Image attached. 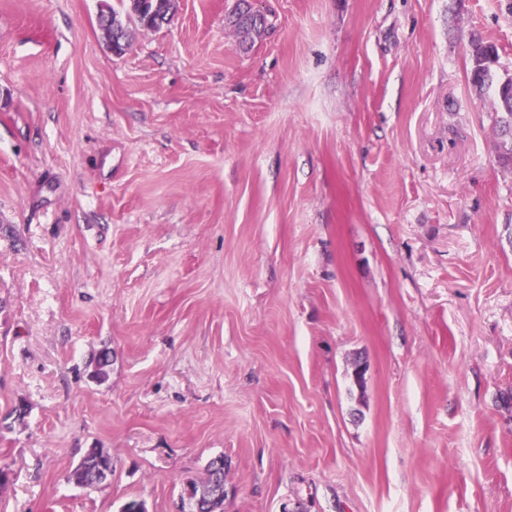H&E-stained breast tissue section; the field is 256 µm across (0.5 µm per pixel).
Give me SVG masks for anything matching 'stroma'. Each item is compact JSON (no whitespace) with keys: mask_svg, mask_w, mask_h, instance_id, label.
I'll use <instances>...</instances> for the list:
<instances>
[{"mask_svg":"<svg viewBox=\"0 0 512 512\" xmlns=\"http://www.w3.org/2000/svg\"><path fill=\"white\" fill-rule=\"evenodd\" d=\"M234 4L0 0V512H512V0ZM170 1L171 0H148L144 7L143 2L146 1L130 0L133 10L141 13L144 9V11L137 16L131 11L129 0H119L118 8H115L113 5H108V14L112 22L118 23L131 39V31L128 26L130 19H133L134 23L141 29L148 26L156 31L158 27L161 29L166 25L168 26L175 13L171 10ZM226 22L235 30L239 37L240 49L245 53L249 52L255 41L262 37L267 24L265 16L252 10L249 0H237ZM471 46L474 47V53H471L470 58V82L474 86L478 85L480 90H493L501 138L499 158L504 163H512V138L510 140L509 136L504 135L507 131L512 132V75L498 73L499 52L494 44L472 39ZM102 449L92 448L88 451V458L86 462H88L87 470L82 474L77 471V469L73 473L74 480L76 484L87 488V489H97L102 484H104L111 476H112V456L107 453L110 459H103L104 468L108 471L107 474L98 475L95 473L96 469H98V462L96 461V453L100 454ZM101 456V454L99 455Z\"/></svg>","mask_w":512,"mask_h":512,"instance_id":"stroma-1","label":"stroma"}]
</instances>
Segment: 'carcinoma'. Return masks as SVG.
I'll return each mask as SVG.
<instances>
[{
    "label": "carcinoma",
    "mask_w": 512,
    "mask_h": 512,
    "mask_svg": "<svg viewBox=\"0 0 512 512\" xmlns=\"http://www.w3.org/2000/svg\"><path fill=\"white\" fill-rule=\"evenodd\" d=\"M108 14L112 21L118 23L125 32H130L128 21L143 28L152 30L162 28L171 23L174 12L171 10L170 0H147L144 11L137 15L130 9L129 0H119V7L108 6ZM227 25L233 28L239 37V46L243 52L252 49L256 40L265 32L266 17L253 11L250 0H236L233 10L226 18ZM474 53L471 54L470 82L483 89H491L494 94L497 124L500 131L499 158L504 163H512V139L506 140V132L512 131V75L499 74V52L492 43L482 42L478 39L471 40ZM99 449L88 451L87 470L83 473H73L76 484L87 488L96 489L104 484L112 476V460H103L107 474L96 473L98 462L96 453Z\"/></svg>",
    "instance_id": "cac0c4a2"
}]
</instances>
